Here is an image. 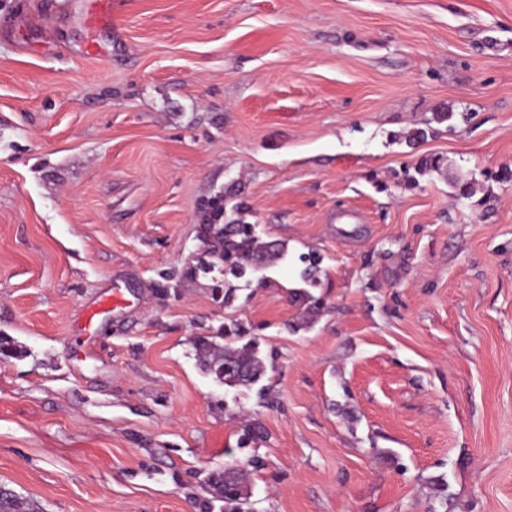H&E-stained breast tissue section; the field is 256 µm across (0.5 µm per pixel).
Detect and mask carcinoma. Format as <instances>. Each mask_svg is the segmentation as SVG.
Instances as JSON below:
<instances>
[{
  "mask_svg": "<svg viewBox=\"0 0 512 512\" xmlns=\"http://www.w3.org/2000/svg\"><path fill=\"white\" fill-rule=\"evenodd\" d=\"M200 237L203 243L201 257L190 269L192 275H208L213 272L224 273V265L236 273L243 270L253 257L263 249L258 239L252 237L244 226L233 227L229 224H201ZM224 331L218 330L213 336L202 337L196 344L198 361L203 373L211 376L220 384L227 383L224 378V363L242 361L251 370L249 383L258 382L265 373V365L257 356L256 348L244 345L234 348L220 343ZM25 351L13 338L0 336V360L21 358ZM0 512H39L38 507L28 500L18 497L13 491L0 488Z\"/></svg>",
  "mask_w": 512,
  "mask_h": 512,
  "instance_id": "carcinoma-1",
  "label": "carcinoma"
}]
</instances>
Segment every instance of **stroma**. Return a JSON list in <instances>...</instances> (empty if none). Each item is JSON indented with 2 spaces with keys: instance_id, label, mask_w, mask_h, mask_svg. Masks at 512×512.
<instances>
[{
  "instance_id": "35a3bbf8",
  "label": "stroma",
  "mask_w": 512,
  "mask_h": 512,
  "mask_svg": "<svg viewBox=\"0 0 512 512\" xmlns=\"http://www.w3.org/2000/svg\"><path fill=\"white\" fill-rule=\"evenodd\" d=\"M113 12L0 0V336L26 349L0 485L40 512H512V0ZM219 191L268 245L223 301L183 274ZM219 329L259 382L201 371ZM234 463L238 506L207 484ZM83 1V18L89 28H112V0Z\"/></svg>"
}]
</instances>
